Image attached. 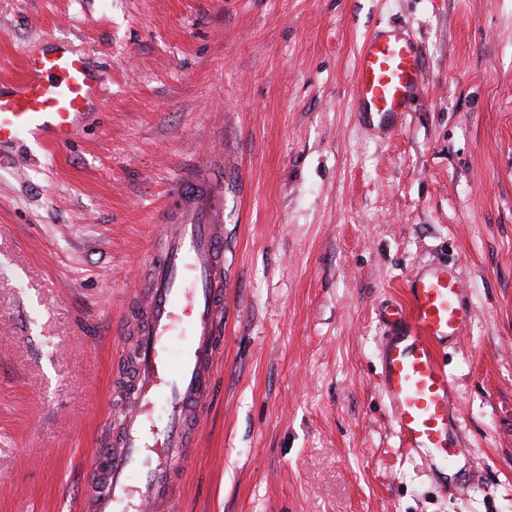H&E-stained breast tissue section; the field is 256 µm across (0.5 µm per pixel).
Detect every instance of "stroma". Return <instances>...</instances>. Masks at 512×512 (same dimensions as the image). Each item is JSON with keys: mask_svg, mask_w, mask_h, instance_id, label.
Instances as JSON below:
<instances>
[{"mask_svg": "<svg viewBox=\"0 0 512 512\" xmlns=\"http://www.w3.org/2000/svg\"><path fill=\"white\" fill-rule=\"evenodd\" d=\"M424 58L388 128L352 105L375 29ZM64 41L106 75L65 148L0 161V512H80L157 210L224 192V355L180 512H512V0H0V76ZM460 285L456 462L378 383L409 279Z\"/></svg>", "mask_w": 512, "mask_h": 512, "instance_id": "obj_1", "label": "stroma"}]
</instances>
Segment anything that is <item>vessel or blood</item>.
I'll use <instances>...</instances> for the list:
<instances>
[{
  "label": "vessel or blood",
  "instance_id": "obj_1",
  "mask_svg": "<svg viewBox=\"0 0 512 512\" xmlns=\"http://www.w3.org/2000/svg\"><path fill=\"white\" fill-rule=\"evenodd\" d=\"M18 82L0 78V148L24 143L69 145L91 108L102 105L105 78L86 56L59 41L27 54ZM421 78L414 43L397 30L374 33L356 66L357 111L387 123L404 112ZM161 232L126 319L132 376L113 394V415L84 491L87 512H173L178 476L213 389L224 340V202L205 173L190 169L156 215ZM409 303L388 321L404 326L382 353L381 390L402 447L451 463L448 404L452 385L437 345L461 337L466 316L454 277L408 282ZM185 340L166 355L174 332ZM165 404L163 426L149 425Z\"/></svg>",
  "mask_w": 512,
  "mask_h": 512
}]
</instances>
